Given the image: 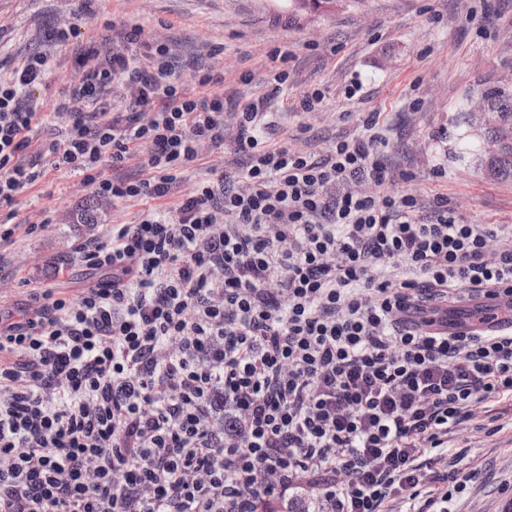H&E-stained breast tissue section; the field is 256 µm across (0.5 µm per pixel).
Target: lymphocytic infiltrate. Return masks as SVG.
<instances>
[{
    "label": "lymphocytic infiltrate",
    "instance_id": "lymphocytic-infiltrate-1",
    "mask_svg": "<svg viewBox=\"0 0 512 512\" xmlns=\"http://www.w3.org/2000/svg\"><path fill=\"white\" fill-rule=\"evenodd\" d=\"M119 38L77 46L82 79L57 102L71 122L42 142L49 54L0 80V208L51 169L146 205L75 247L100 280L0 304V512H262L305 486L315 512H416L420 497L451 512L470 477L448 434L512 398V329L452 332L448 310L512 296V225L389 192L403 175L379 113L321 158L270 144L280 68L233 114L246 170H210L160 208L223 146L224 96L189 94L142 26ZM114 88L111 117L90 111ZM138 153L149 178L104 177Z\"/></svg>",
    "mask_w": 512,
    "mask_h": 512
}]
</instances>
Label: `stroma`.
<instances>
[{
  "mask_svg": "<svg viewBox=\"0 0 512 512\" xmlns=\"http://www.w3.org/2000/svg\"><path fill=\"white\" fill-rule=\"evenodd\" d=\"M0 0V78L34 51L54 57L35 92L41 111L56 108L59 91L78 82L71 48L49 36L73 25V45L111 43L112 28L142 25L171 49L175 65L195 59L223 73L225 112L268 91L269 51L290 50L288 94L271 107V142L318 157L340 138L356 137L362 113H380L387 127L384 155L404 173L394 190L421 203L443 194L466 224H512V176L490 174L476 158L489 145L480 124L466 121L470 105L490 84L512 83V0H366L327 15L293 10L289 0ZM251 82H241L243 72ZM320 90L316 111L298 110V96ZM234 128L224 145L183 174V189L209 167L246 168ZM99 222L77 223L87 200ZM141 202L94 199L78 176L48 171L11 207L18 229L0 246V299L12 303L49 288L78 293L91 280L72 264L79 241L100 238L108 225L138 222ZM33 232H26V225ZM448 459L473 476L457 512H512V400L479 404L471 421L448 435Z\"/></svg>",
  "mask_w": 512,
  "mask_h": 512,
  "instance_id": "1",
  "label": "stroma"
}]
</instances>
